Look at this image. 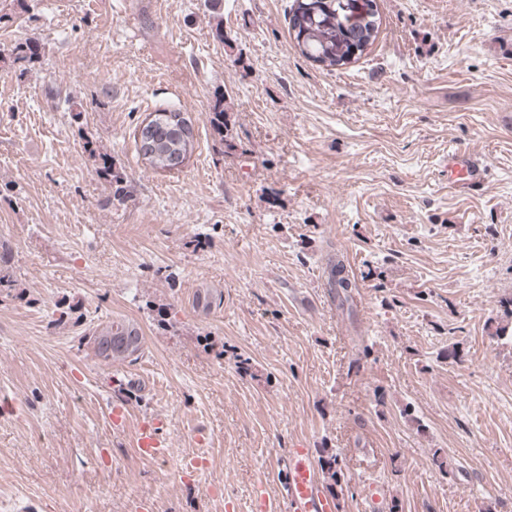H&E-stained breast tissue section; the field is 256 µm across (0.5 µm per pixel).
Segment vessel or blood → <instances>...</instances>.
<instances>
[{
  "instance_id": "vessel-or-blood-1",
  "label": "vessel or blood",
  "mask_w": 512,
  "mask_h": 512,
  "mask_svg": "<svg viewBox=\"0 0 512 512\" xmlns=\"http://www.w3.org/2000/svg\"><path fill=\"white\" fill-rule=\"evenodd\" d=\"M485 167L481 159L468 152H452L448 155V182L465 187L479 186ZM160 419L143 421L135 432V447L145 460L156 461L169 456L168 441L162 437ZM286 488L281 499L271 500L258 496L259 512H336L334 497L326 493L320 484L310 449H289L284 459Z\"/></svg>"
}]
</instances>
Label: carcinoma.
<instances>
[{
  "mask_svg": "<svg viewBox=\"0 0 512 512\" xmlns=\"http://www.w3.org/2000/svg\"><path fill=\"white\" fill-rule=\"evenodd\" d=\"M375 0H367L368 12L359 13L356 0H317L315 13H303V21L296 20V12L301 4L310 0H294L290 9V29L302 56L330 69H339V62L353 46L364 51L376 39L379 23ZM41 47L31 41H19L13 49L15 60H32L40 56ZM210 125L219 139H224V103L214 104ZM150 140L151 156L144 153V145L136 142L138 158L156 170L165 171L169 161L178 157L188 161L194 145V127L185 113L176 109L158 110L149 114L144 127ZM323 283L329 294L336 299L338 308L353 312L355 294L358 288L351 277L344 256L338 252L327 253L322 267ZM88 343L94 346L95 354L105 361L126 360L142 350V338L138 333L123 326L106 327L94 330L88 336ZM321 473L326 480V488L332 496L340 498L345 491V477L339 463V454L323 450L318 460Z\"/></svg>",
  "mask_w": 512,
  "mask_h": 512,
  "instance_id": "cac0c4a2",
  "label": "carcinoma"
}]
</instances>
